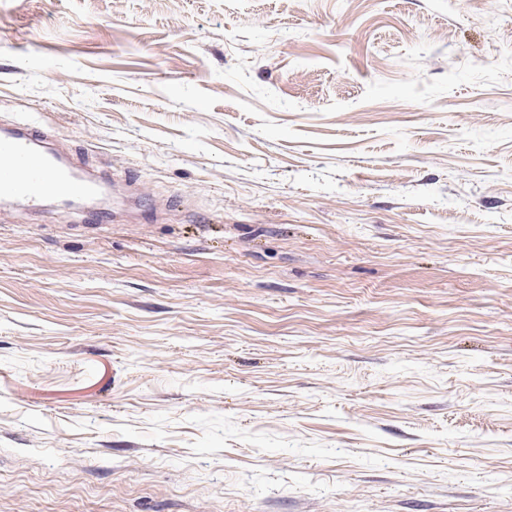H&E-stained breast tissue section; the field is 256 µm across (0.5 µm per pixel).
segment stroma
I'll return each mask as SVG.
<instances>
[{
  "label": "stroma",
  "instance_id": "stroma-1",
  "mask_svg": "<svg viewBox=\"0 0 512 512\" xmlns=\"http://www.w3.org/2000/svg\"><path fill=\"white\" fill-rule=\"evenodd\" d=\"M20 119L162 219L0 199V512H512V0H0Z\"/></svg>",
  "mask_w": 512,
  "mask_h": 512
}]
</instances>
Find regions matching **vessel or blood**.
Instances as JSON below:
<instances>
[{
  "instance_id": "1",
  "label": "vessel or blood",
  "mask_w": 512,
  "mask_h": 512,
  "mask_svg": "<svg viewBox=\"0 0 512 512\" xmlns=\"http://www.w3.org/2000/svg\"><path fill=\"white\" fill-rule=\"evenodd\" d=\"M53 141L51 127L22 120L0 130V156L9 161L0 168L1 198L21 199L36 210L48 195L81 200L104 194L105 178L85 169L79 160L61 156L53 150Z\"/></svg>"
}]
</instances>
